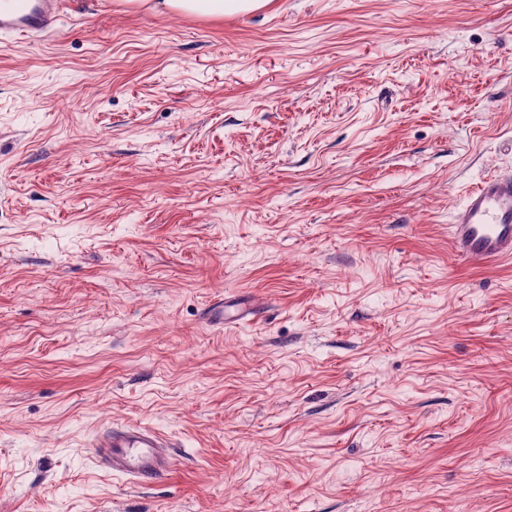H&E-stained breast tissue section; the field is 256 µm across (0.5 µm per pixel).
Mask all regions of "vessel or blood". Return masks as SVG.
I'll return each mask as SVG.
<instances>
[{
  "mask_svg": "<svg viewBox=\"0 0 512 512\" xmlns=\"http://www.w3.org/2000/svg\"><path fill=\"white\" fill-rule=\"evenodd\" d=\"M62 0H0V38L18 39L53 33ZM451 250L473 267L512 261V172L490 174L468 191L454 211L448 231ZM255 306L211 305L205 317L214 324L254 320ZM98 467L137 484L169 477L176 459L158 432L140 426L115 425L93 443Z\"/></svg>",
  "mask_w": 512,
  "mask_h": 512,
  "instance_id": "vessel-or-blood-1",
  "label": "vessel or blood"
}]
</instances>
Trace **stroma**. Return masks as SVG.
Instances as JSON below:
<instances>
[{"mask_svg": "<svg viewBox=\"0 0 512 512\" xmlns=\"http://www.w3.org/2000/svg\"><path fill=\"white\" fill-rule=\"evenodd\" d=\"M62 2L0 43V512H512V263L448 245L512 0ZM116 424L172 476L99 471ZM126 10H147L156 14L223 17L224 14L257 12L269 0H117ZM221 300L219 303L211 305L205 309V317L214 324H239V321H252L256 318L257 309L254 305L233 308L232 314H229V306ZM93 448L98 467L137 484L166 479L176 466L164 437L145 427L113 425L94 439Z\"/></svg>", "mask_w": 512, "mask_h": 512, "instance_id": "1", "label": "stroma"}]
</instances>
